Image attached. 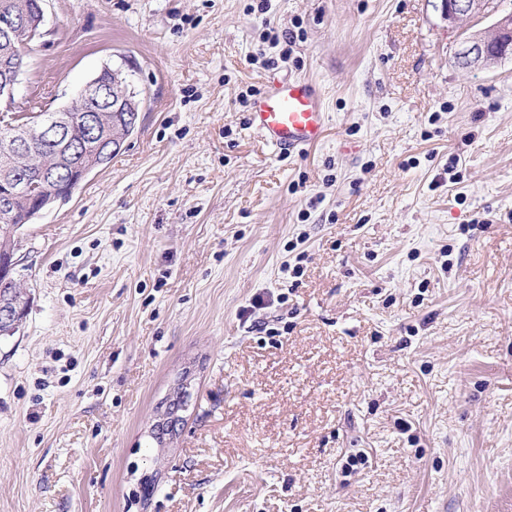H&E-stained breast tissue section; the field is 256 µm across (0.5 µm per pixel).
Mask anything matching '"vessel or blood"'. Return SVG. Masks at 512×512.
Masks as SVG:
<instances>
[{"mask_svg":"<svg viewBox=\"0 0 512 512\" xmlns=\"http://www.w3.org/2000/svg\"><path fill=\"white\" fill-rule=\"evenodd\" d=\"M251 125L285 155L300 154L326 137L329 115L314 83L306 77L269 78L249 104Z\"/></svg>","mask_w":512,"mask_h":512,"instance_id":"1","label":"vessel or blood"}]
</instances>
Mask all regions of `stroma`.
<instances>
[{"mask_svg":"<svg viewBox=\"0 0 512 512\" xmlns=\"http://www.w3.org/2000/svg\"><path fill=\"white\" fill-rule=\"evenodd\" d=\"M490 24L437 0H47L24 112L106 66L140 112L16 235L0 512H512V60L456 62ZM272 74L325 104L305 154L248 122Z\"/></svg>","mask_w":512,"mask_h":512,"instance_id":"obj_1","label":"stroma"}]
</instances>
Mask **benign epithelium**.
Masks as SVG:
<instances>
[{
	"mask_svg": "<svg viewBox=\"0 0 512 512\" xmlns=\"http://www.w3.org/2000/svg\"><path fill=\"white\" fill-rule=\"evenodd\" d=\"M448 23L455 25L467 20L482 19L496 13L488 0H441ZM45 2L41 0L33 12H0V32L11 39L27 37L37 39L44 35ZM512 45V13L500 15L491 29L476 32L463 41L459 57L467 68H488L498 62L490 54L494 46ZM20 69L7 71L0 77V104L10 112L15 105ZM125 77L109 67L89 81L77 99L65 112H75L74 119L56 117L50 121L32 122L26 114L19 113L11 121L0 124V160L3 173L11 177L0 184V217L11 223L21 218L29 224L42 211L65 200L55 185L60 179L76 189L105 158L118 150L135 128L139 115V104L130 96L121 93ZM36 140H52L61 144L65 152L83 154L82 163L71 170L57 166L25 164L28 149ZM19 259L13 236L0 238V271L8 269L15 276ZM23 303L11 302L0 297V327L15 331L22 318L19 317Z\"/></svg>",
	"mask_w": 512,
	"mask_h": 512,
	"instance_id": "obj_1",
	"label": "benign epithelium"
}]
</instances>
